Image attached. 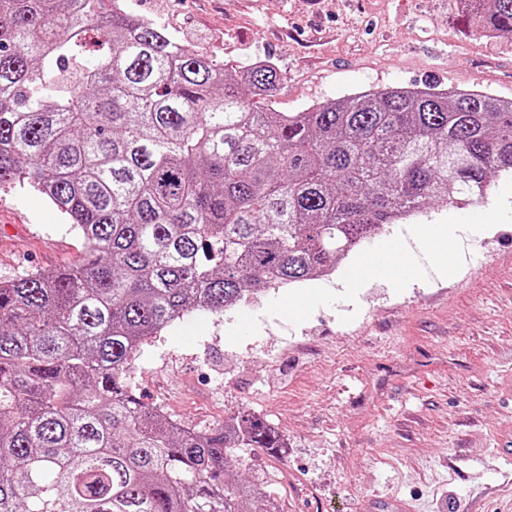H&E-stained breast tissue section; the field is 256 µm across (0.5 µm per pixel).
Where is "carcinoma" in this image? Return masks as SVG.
<instances>
[{"label": "carcinoma", "mask_w": 512, "mask_h": 512, "mask_svg": "<svg viewBox=\"0 0 512 512\" xmlns=\"http://www.w3.org/2000/svg\"><path fill=\"white\" fill-rule=\"evenodd\" d=\"M512 36V0H464ZM120 0H0V188L23 182L85 243L0 283V512H271L224 479L283 447L255 416L174 425L128 390L142 338L336 271L362 239L512 176V101L435 86L306 112Z\"/></svg>", "instance_id": "1"}]
</instances>
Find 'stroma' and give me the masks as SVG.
I'll return each mask as SVG.
<instances>
[{"instance_id": "1", "label": "stroma", "mask_w": 512, "mask_h": 512, "mask_svg": "<svg viewBox=\"0 0 512 512\" xmlns=\"http://www.w3.org/2000/svg\"><path fill=\"white\" fill-rule=\"evenodd\" d=\"M128 10L246 69L284 78L264 101L300 112L369 89L434 84L512 99V37L475 31L462 0H126ZM455 224L448 264L424 244ZM418 277L372 269V243L327 280L193 312L144 342L126 370L143 403L206 429L250 413L286 448H239L230 480L264 482L280 512H512V178L481 204L442 202L388 224ZM84 251L28 189L0 190V281Z\"/></svg>"}]
</instances>
